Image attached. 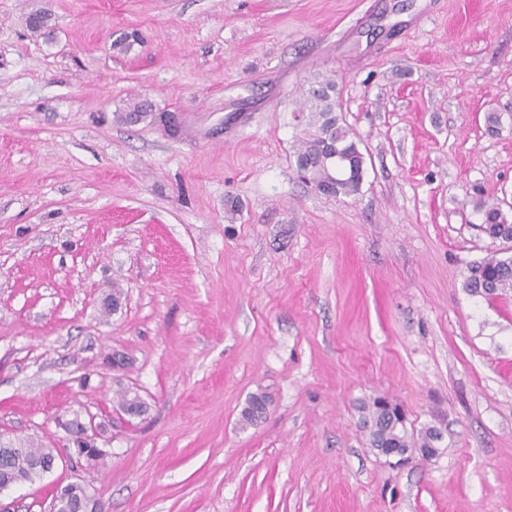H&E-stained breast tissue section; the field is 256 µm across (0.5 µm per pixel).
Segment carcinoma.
I'll use <instances>...</instances> for the list:
<instances>
[{
    "mask_svg": "<svg viewBox=\"0 0 512 512\" xmlns=\"http://www.w3.org/2000/svg\"><path fill=\"white\" fill-rule=\"evenodd\" d=\"M51 15L43 10L29 14L27 24L34 33L47 28ZM335 80L328 75L315 77L306 90L305 136L295 152L296 168L303 178L315 186L330 185L335 197H348L357 193L363 182L362 155L358 142L350 135L342 116L337 113ZM156 111L141 101L130 103L118 116L127 125L158 122ZM340 152L348 158V173L338 174L333 155ZM482 213L481 231L499 247L479 261L471 263L463 287L475 297L492 299L512 290V214L505 212L499 204L479 203ZM269 397L265 393H254L241 411V421L246 425L257 423L266 414ZM370 414V444L384 455L391 450L419 448L428 453L437 447L444 431L435 425L423 427L417 439L409 436L406 415L401 406L385 398L376 397L361 405ZM56 449L33 443L19 445L0 444V485L14 482H30L44 476L39 463L50 459Z\"/></svg>",
    "mask_w": 512,
    "mask_h": 512,
    "instance_id": "carcinoma-1",
    "label": "carcinoma"
}]
</instances>
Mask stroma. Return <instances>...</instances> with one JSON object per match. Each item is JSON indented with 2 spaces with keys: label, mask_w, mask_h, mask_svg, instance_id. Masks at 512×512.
<instances>
[{
  "label": "stroma",
  "mask_w": 512,
  "mask_h": 512,
  "mask_svg": "<svg viewBox=\"0 0 512 512\" xmlns=\"http://www.w3.org/2000/svg\"><path fill=\"white\" fill-rule=\"evenodd\" d=\"M318 74L349 197L296 174ZM140 99L178 132L117 121ZM482 201L512 204V0H0V432L92 420L106 452L0 506L83 480L105 512H512V291L463 288ZM376 396L436 454L378 455ZM269 397L266 393H254L241 411V421L246 425H254L266 414Z\"/></svg>",
  "instance_id": "obj_1"
}]
</instances>
